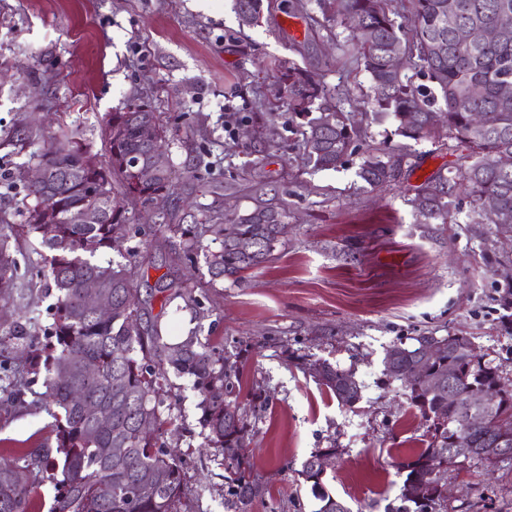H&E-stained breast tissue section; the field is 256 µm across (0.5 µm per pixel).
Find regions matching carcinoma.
<instances>
[{"instance_id":"carcinoma-1","label":"carcinoma","mask_w":512,"mask_h":512,"mask_svg":"<svg viewBox=\"0 0 512 512\" xmlns=\"http://www.w3.org/2000/svg\"><path fill=\"white\" fill-rule=\"evenodd\" d=\"M262 0H235L243 26L261 18ZM322 15H330L347 32L345 43L371 79L372 120L390 118L397 134L413 141L443 136L464 148V164L453 172L441 168L415 187L410 203L422 224L448 223V205L458 192L472 198L474 212L512 239V38L467 44L458 38L466 27L490 26L498 16L512 13V0H317ZM399 54L427 80L415 84L388 66ZM270 78L285 93L289 108L308 118L302 146L306 160L317 170H335L355 152L358 130L349 117L322 105L326 86L300 67L274 66ZM320 115L311 116L315 102ZM484 112L493 122L473 126V114ZM151 124L156 140L142 139V127ZM43 149L30 154L38 163L62 170L51 200L43 190L27 185L25 221L0 225V282L14 277L17 261L12 243L20 238L37 241L51 255L36 276L55 297L53 323L43 336L15 326L0 334V351L22 346L28 366L19 378L5 376L3 390L17 400L24 390L42 380L52 412L56 448L22 457L23 464L0 468V512H28L35 474L51 471L58 477L50 512H177L184 492V474L177 455L159 442V431L177 420L172 413V377L193 381L200 401L199 425L205 445L222 455L234 449L226 476L237 512H249L259 488L252 478L247 448L249 424L233 399L240 370L224 350L188 336L178 343L164 341L159 319L143 320L137 296V266L97 255L121 251L129 239L135 211L167 193L178 178L171 162L147 175L144 168L154 154L169 157V130L160 114L145 101H132L112 112L104 131V153H95L79 129L62 128L49 134L19 129L0 141L17 152L38 142ZM410 154L381 151L367 154L357 176L369 187L399 182ZM89 207L102 211L97 224H74L72 213ZM201 220L185 224L165 213L157 227L176 239L172 263L203 258L215 286L265 263L280 241V225L288 223V207L280 200L257 199L252 208L229 222L213 204L197 205ZM98 280L112 297V310L103 318L83 306L82 285ZM165 301L180 298L194 311L200 302L195 289L170 280L157 288ZM441 360L427 366L451 376L463 393L473 394L496 380L500 366L477 356L459 353L462 338L442 337ZM404 344L389 348L385 357L397 372L395 380L408 391L410 404L431 422L427 448L398 463L403 484L414 483L428 463L453 448L484 447L485 433L455 435L450 425L462 407L448 399V385L432 391L412 381ZM316 379L351 406L361 397L352 387L354 375L327 362H313ZM80 390L85 403L71 397ZM473 413L494 411L512 421V396L489 409L472 403ZM319 507L316 512H349L323 486V471L312 459L301 470ZM445 486L429 488L426 502L400 496L395 512H428L427 503L445 499Z\"/></svg>"}]
</instances>
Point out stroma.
Instances as JSON below:
<instances>
[{"mask_svg": "<svg viewBox=\"0 0 512 512\" xmlns=\"http://www.w3.org/2000/svg\"><path fill=\"white\" fill-rule=\"evenodd\" d=\"M280 7L261 25L240 26L232 0H0V139L45 117L79 128L103 150L109 113L143 98L170 131L169 157L179 178L158 201L183 213L192 202L244 213L255 198L278 197L288 227L269 261L240 282L207 286L204 263L181 267L196 283L200 316L182 300L161 313L170 342L197 332L224 346L240 366L237 400L254 434L250 461L261 493L251 512H316L301 469L311 453L333 449L323 482L350 512H391L403 478L396 462L425 448L430 424L410 405L400 382L384 373L394 343L417 336L472 337L512 377V334L499 304L512 286V241L481 224L460 195L444 224L419 223L409 203L414 188L462 150L443 139L418 142L392 120L372 122L368 74L325 29L289 30ZM299 65L331 89L359 130L356 152L338 169L312 171L301 147V121L279 99L267 71ZM407 148L411 171L396 184L371 189L356 172L375 149ZM28 153L0 148V215L24 221L22 183L11 174ZM198 168L202 180L187 170ZM140 212L146 236L128 242L140 269L141 295L169 270L173 240ZM16 284L0 288V330L52 322V296L28 289L41 257L19 241ZM322 359L352 371L362 387L354 406L340 405L308 373ZM33 385L23 399L0 393V465L55 447L54 420ZM178 419L160 435L183 458L187 483L178 512H234L226 463L204 448L199 395L189 378L175 381ZM436 512H512V460L469 463L448 471Z\"/></svg>", "mask_w": 512, "mask_h": 512, "instance_id": "1", "label": "stroma"}]
</instances>
